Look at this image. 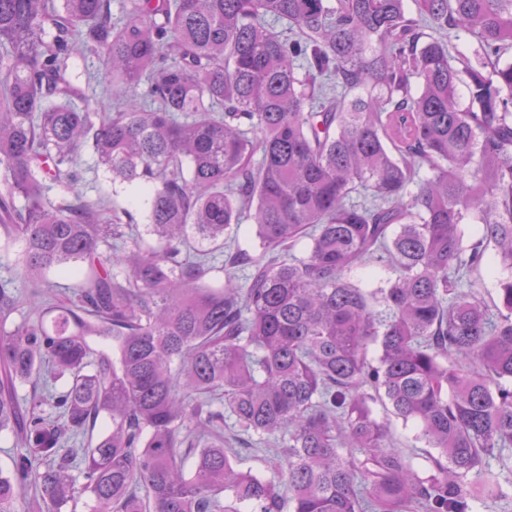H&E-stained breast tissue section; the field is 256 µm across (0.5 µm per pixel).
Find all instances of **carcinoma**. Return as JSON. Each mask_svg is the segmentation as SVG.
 Instances as JSON below:
<instances>
[{"label": "carcinoma", "instance_id": "cac0c4a2", "mask_svg": "<svg viewBox=\"0 0 512 512\" xmlns=\"http://www.w3.org/2000/svg\"><path fill=\"white\" fill-rule=\"evenodd\" d=\"M511 50L512 0H122L117 20L112 0H0V250L24 243L29 286L0 278V432L19 446L0 512L29 486L48 512L512 498L492 470L512 447V276L490 302L472 278L512 272ZM90 56L94 102L71 68ZM85 151L144 199L145 234L75 191ZM370 264L388 277H347ZM55 271L78 278L64 300ZM45 372L66 388L23 407ZM229 423L273 477L239 467Z\"/></svg>", "mask_w": 512, "mask_h": 512}]
</instances>
